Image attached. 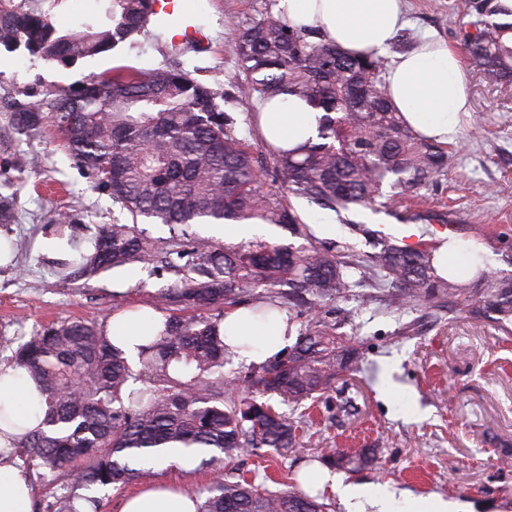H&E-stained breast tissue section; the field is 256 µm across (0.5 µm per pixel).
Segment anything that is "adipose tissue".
Wrapping results in <instances>:
<instances>
[{
    "label": "adipose tissue",
    "mask_w": 512,
    "mask_h": 512,
    "mask_svg": "<svg viewBox=\"0 0 512 512\" xmlns=\"http://www.w3.org/2000/svg\"><path fill=\"white\" fill-rule=\"evenodd\" d=\"M294 27L313 29L320 39L350 55H384L406 20L402 0H280ZM391 99L405 122L424 137L445 145L459 133V117L470 112L466 81L458 53L447 41L424 32L418 45L394 59L384 74ZM259 125L266 140L293 148L316 141L320 109L293 96H278L259 106ZM163 317L151 308L113 315L106 335L130 363L139 347L161 328ZM225 342L241 346L246 362L273 358L292 342L286 313L262 314L250 308L225 313L220 325ZM45 396L23 370L0 364V452L13 439L40 427ZM337 490L347 512H390V502L375 486L350 482ZM29 476L0 463V512H33ZM121 512H197L193 494L154 484L124 499Z\"/></svg>",
    "instance_id": "adipose-tissue-1"
}]
</instances>
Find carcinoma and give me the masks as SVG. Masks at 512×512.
Here are the masks:
<instances>
[{
	"label": "carcinoma",
	"instance_id": "1",
	"mask_svg": "<svg viewBox=\"0 0 512 512\" xmlns=\"http://www.w3.org/2000/svg\"><path fill=\"white\" fill-rule=\"evenodd\" d=\"M69 0H0V45L46 61L73 64L107 52L155 24L158 0H108V16L87 17L59 30L55 16ZM475 19L463 40L471 67L496 84L512 83V24L495 23L485 0L471 5ZM240 75L249 94L269 100L299 97L325 112L318 141L296 150L266 143L265 166L255 165L251 145L239 133L234 112L182 69H156L109 78L92 77L73 94L16 115L21 127L47 119L65 145L93 170L98 186L128 212L129 224H103L93 252L81 257L79 276L90 280L126 264H158L179 279L160 294L170 315L153 340L140 347L142 386L105 327L54 323L14 350V364L35 378L45 394V428L13 444L28 465L65 477L67 492L44 512H100L94 487H122L143 474L165 450L209 454L202 464L224 471L210 485L197 512H330L320 493L292 485L271 490L235 472L245 451L290 450L302 420L277 411L257 396L277 394L295 404L314 398L346 371L360 370L355 349L321 315L326 303L348 299L362 279L387 289L392 309L422 304L461 305L471 317L493 313L512 324V275L476 266L472 278L437 274V247H401L386 239L379 250L352 257V247L221 244L190 231L193 225L261 221L297 227L302 219L283 196L262 192L265 174L288 195L334 212L375 206L384 181L395 177L401 200L448 170V153L419 137L391 103L380 62L350 56L306 29H294L268 10L247 27L234 25ZM112 86L102 107L95 85ZM143 224L168 227L155 239ZM284 284L283 300L264 303L265 313L288 307L308 316L288 356L264 362L245 376L226 377L237 356L218 325L224 308L260 286ZM374 456L334 448L332 468L365 465Z\"/></svg>",
	"mask_w": 512,
	"mask_h": 512
}]
</instances>
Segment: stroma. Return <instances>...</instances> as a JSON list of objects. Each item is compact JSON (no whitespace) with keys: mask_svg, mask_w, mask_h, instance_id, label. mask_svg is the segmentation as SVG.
<instances>
[{"mask_svg":"<svg viewBox=\"0 0 512 512\" xmlns=\"http://www.w3.org/2000/svg\"><path fill=\"white\" fill-rule=\"evenodd\" d=\"M269 0H182L172 14H159L149 32L111 51L66 65L47 62L0 46V186L15 194L13 219L0 223L15 259L0 268V363L12 361L16 339L34 329L70 319L108 322L113 308L146 306L161 310V290L174 273L141 264L139 279L118 282L115 270L85 281L74 277L76 251H89L100 225L129 223L130 217L97 189L91 172L63 146L51 123L18 129L15 112L45 106L53 95L76 91L90 76L115 69H182L213 90L222 109L237 113L239 131L254 156L264 144L254 122V102L241 94L234 24L259 18ZM403 41L392 42L381 65L414 47L427 31L461 49V25L468 0H404ZM472 104L452 143L449 173L433 177L421 192L431 224L408 219L391 185L389 208L356 207L346 216L304 199L293 205L308 226L333 225L331 240L349 242L359 253L373 246L352 232L351 223L383 230L406 245L411 229H428L441 240L442 226L459 231L454 241L480 252L491 271L512 274V85L486 81L467 71ZM66 223H56L57 215ZM483 235L474 238V226ZM323 317L351 340L363 358L362 372H346L319 394L312 419L303 425L295 451L244 453L238 467L246 477L305 476L329 448H367L376 464L339 471L347 481L369 482L383 490L438 495L458 512H512V338L491 320L426 305L393 312L385 291L370 303L359 297L330 304ZM209 467L157 464L123 488H101L103 512H120L124 497L152 482L192 494L211 485Z\"/></svg>","mask_w":512,"mask_h":512,"instance_id":"1","label":"stroma"}]
</instances>
